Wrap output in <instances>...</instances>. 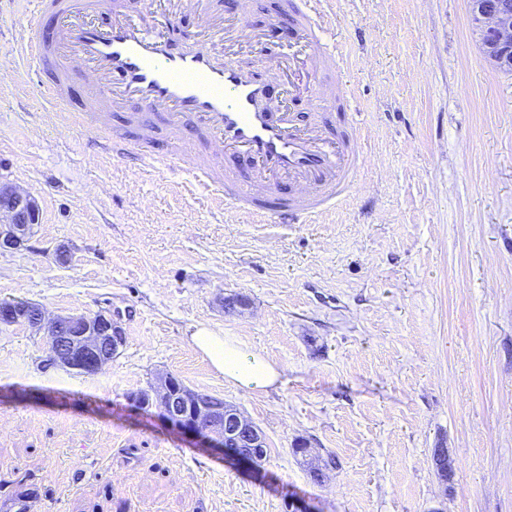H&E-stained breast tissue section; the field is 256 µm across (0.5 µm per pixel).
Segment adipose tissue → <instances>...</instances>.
Returning a JSON list of instances; mask_svg holds the SVG:
<instances>
[{"label": "adipose tissue", "instance_id": "ef3b65f1", "mask_svg": "<svg viewBox=\"0 0 512 512\" xmlns=\"http://www.w3.org/2000/svg\"><path fill=\"white\" fill-rule=\"evenodd\" d=\"M192 342L225 380L241 388L263 389L274 385L280 377L276 365L267 358L210 330L198 329Z\"/></svg>", "mask_w": 512, "mask_h": 512}]
</instances>
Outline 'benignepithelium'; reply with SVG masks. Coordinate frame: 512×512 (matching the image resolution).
Here are the masks:
<instances>
[{
  "label": "benign epithelium",
  "instance_id": "7a95c632",
  "mask_svg": "<svg viewBox=\"0 0 512 512\" xmlns=\"http://www.w3.org/2000/svg\"><path fill=\"white\" fill-rule=\"evenodd\" d=\"M468 5L484 56L494 67L512 72V0H468ZM37 219L38 207L30 193L0 183V249L24 245ZM0 325H23L45 336L42 365L86 375L98 372L124 345L118 311L50 318L28 300H1ZM135 400L142 407L155 403L173 429L198 440L203 448L220 450L241 467H254L246 449L266 447L261 431L239 409L222 417L199 394L179 388L171 375L158 376L146 395L138 394Z\"/></svg>",
  "mask_w": 512,
  "mask_h": 512
}]
</instances>
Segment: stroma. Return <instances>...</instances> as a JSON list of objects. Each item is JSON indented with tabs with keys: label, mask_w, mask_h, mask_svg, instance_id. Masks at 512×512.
Segmentation results:
<instances>
[{
	"label": "stroma",
	"mask_w": 512,
	"mask_h": 512,
	"mask_svg": "<svg viewBox=\"0 0 512 512\" xmlns=\"http://www.w3.org/2000/svg\"><path fill=\"white\" fill-rule=\"evenodd\" d=\"M335 2L350 103L332 121L358 120L364 165L314 224L237 223L187 174L52 132L15 48L54 18L0 11V183L39 208L0 251V299L117 309L126 336L79 375L41 370L29 328L0 330V512L28 474L30 512H512V73L485 59L468 0ZM200 328L279 382H227ZM160 374L254 422L255 471L131 401ZM299 443L334 466L314 478Z\"/></svg>",
	"instance_id": "obj_1"
}]
</instances>
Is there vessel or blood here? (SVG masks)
<instances>
[{"instance_id": "b4317fda", "label": "vessel or blood", "mask_w": 512, "mask_h": 512, "mask_svg": "<svg viewBox=\"0 0 512 512\" xmlns=\"http://www.w3.org/2000/svg\"><path fill=\"white\" fill-rule=\"evenodd\" d=\"M304 51L302 56L269 54L275 76L291 79L296 71L313 75L339 71L343 56L328 34L336 25L327 0H291ZM30 14H52L51 41L32 37L15 49L17 65L51 64L54 80L29 86L49 105L57 129L99 145L115 160L134 158L136 169H178L194 183L223 199L227 210L251 224H307L349 198L363 167L361 136L328 138L318 126L294 125L279 115L266 96V83L238 60L246 48L263 49L265 34L247 24L250 0H240L237 23L200 6L199 0H138L127 12L122 0H28ZM198 12V32L190 46L171 41L166 17L186 9ZM111 15L108 28L98 20ZM89 79L85 110L67 108L70 79ZM342 84L309 85L318 111L334 109ZM161 113L166 117L167 150L156 155L152 124L140 126V143L132 145L108 133L113 112ZM253 171L241 177L237 158ZM293 176L304 190L279 191L282 178Z\"/></svg>"}]
</instances>
